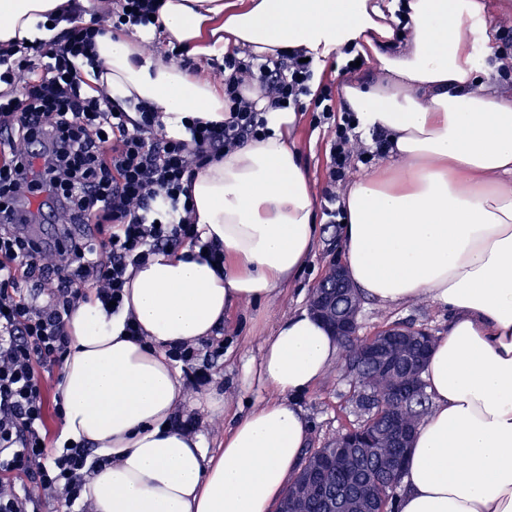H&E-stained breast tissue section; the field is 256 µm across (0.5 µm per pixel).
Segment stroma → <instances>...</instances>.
Listing matches in <instances>:
<instances>
[{"label":"stroma","instance_id":"1","mask_svg":"<svg viewBox=\"0 0 512 512\" xmlns=\"http://www.w3.org/2000/svg\"><path fill=\"white\" fill-rule=\"evenodd\" d=\"M351 56L339 49L313 62V84L332 87L342 94L353 80L369 81L374 73L372 62L355 70L348 69ZM311 112H300L294 127V140L302 167L308 173L315 193L317 237L314 252L292 281L275 296L261 302H245L230 308L224 320L212 334L199 341V348L222 344L220 357L215 358L207 380H195L190 373L180 372L179 379L191 402V409H177L174 422L191 433L203 434L209 447H218L233 417L244 415L254 406L271 397L266 386L248 373L249 365L258 363L262 346L282 319L307 308L312 289L325 276L333 262L343 258L342 227L325 213L328 203L324 191L328 185L330 148L336 126L325 123L313 126ZM391 323L411 324L433 335H441L448 327V313L426 300L384 308L363 301L359 315V333L369 336ZM351 385L340 365H332L326 375L311 389L294 395L310 424L308 447L321 448L336 433L353 428L358 423L355 407L350 400ZM224 396L225 412L210 414L206 401L211 393Z\"/></svg>","mask_w":512,"mask_h":512}]
</instances>
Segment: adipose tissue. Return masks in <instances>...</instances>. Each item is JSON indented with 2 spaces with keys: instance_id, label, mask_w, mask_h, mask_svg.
Returning <instances> with one entry per match:
<instances>
[{
  "instance_id": "1",
  "label": "adipose tissue",
  "mask_w": 512,
  "mask_h": 512,
  "mask_svg": "<svg viewBox=\"0 0 512 512\" xmlns=\"http://www.w3.org/2000/svg\"><path fill=\"white\" fill-rule=\"evenodd\" d=\"M66 0H0V44L47 39ZM136 39L96 37L88 80L112 100H143L166 131L220 121L224 90L149 49L155 31L200 57L236 50L329 53L360 40L377 63L345 86L361 130L386 134L389 170L343 191V263L359 292L394 307L426 299L448 312L424 373L430 409L406 458L395 512H512V92L487 79V0H405L406 37L376 0H162ZM271 134L201 169L191 187L203 239L231 265L215 271L183 246L133 270L123 312L88 294L68 326L56 394L62 441L110 457L87 477L93 512H273L298 470L309 424L290 395L338 354L309 311L280 321L257 374L277 397L219 447L171 426L182 386L170 346L211 335L229 307L269 298L316 243L311 181L292 139L296 115L266 114ZM133 315L145 340L125 337Z\"/></svg>"
}]
</instances>
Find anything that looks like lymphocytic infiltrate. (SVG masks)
Returning <instances> with one entry per match:
<instances>
[{
    "mask_svg": "<svg viewBox=\"0 0 512 512\" xmlns=\"http://www.w3.org/2000/svg\"><path fill=\"white\" fill-rule=\"evenodd\" d=\"M115 4L107 29L115 36L148 25L161 8L159 0ZM79 11L77 0H68L52 20L51 41L0 48V83L7 86L0 92V154L7 156L0 161V473L22 480L0 487V512H42V498L30 492L34 486L64 504L65 512H87L81 495L88 468L110 459L92 456L81 442L58 454L44 445L48 402L37 372L63 367L67 324L85 297L84 286L101 303L122 302L129 270L185 242L205 252L209 263L223 265V247L202 239L192 222L195 172L265 139L267 108L296 111L307 96L315 123L336 122L325 191L331 205L351 161L355 115L337 110L330 88L312 91V65L301 52L262 62L225 57L227 117L188 120L185 138H174L146 104L129 112L106 94H86L87 49L106 29L77 25ZM246 74L255 77L267 108L244 96ZM18 81L25 88L20 99L11 91ZM39 192L51 196L60 217L49 247L16 231L7 214ZM51 247L62 264L45 262Z\"/></svg>",
    "mask_w": 512,
    "mask_h": 512,
    "instance_id": "1",
    "label": "lymphocytic infiltrate"
}]
</instances>
